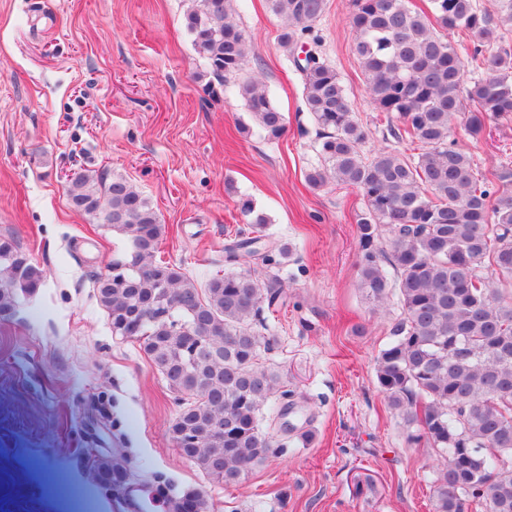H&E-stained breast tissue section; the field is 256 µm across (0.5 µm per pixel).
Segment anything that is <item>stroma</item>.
<instances>
[{
  "mask_svg": "<svg viewBox=\"0 0 512 512\" xmlns=\"http://www.w3.org/2000/svg\"><path fill=\"white\" fill-rule=\"evenodd\" d=\"M189 0H0V239L44 275L0 317V512H129L97 480L112 460L126 484L200 512H432V449L410 446L375 358L398 310H374L358 286L362 201L356 189L311 188L314 124L266 0H235L258 76L286 118L263 132L234 83L211 76L186 27ZM348 0H327L319 54L336 68L368 137L365 151L411 152L384 139L352 53ZM457 142L480 169L512 159V119ZM121 176L156 208L162 257L197 285L246 227L241 199L288 246L285 304L267 316L260 351L288 386L282 448L235 487L177 449L179 395L133 338L113 333L93 279L126 245L72 211L73 172Z\"/></svg>",
  "mask_w": 512,
  "mask_h": 512,
  "instance_id": "stroma-1",
  "label": "stroma"
}]
</instances>
